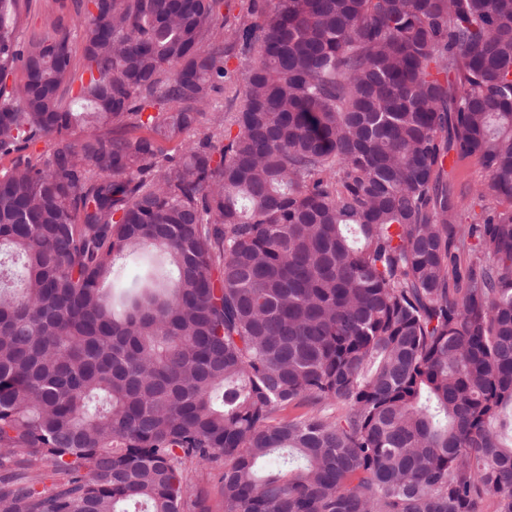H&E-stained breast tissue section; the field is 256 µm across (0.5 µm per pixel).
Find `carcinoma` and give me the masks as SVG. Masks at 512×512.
I'll return each mask as SVG.
<instances>
[{
	"mask_svg": "<svg viewBox=\"0 0 512 512\" xmlns=\"http://www.w3.org/2000/svg\"><path fill=\"white\" fill-rule=\"evenodd\" d=\"M91 2L0 0V512H512V0ZM65 1L67 8L60 11L56 0H19L18 36L27 41L33 36L47 37L55 34L59 24L71 32L73 63L79 74L82 66V43L80 39L83 15L74 8V0ZM250 0H223L220 8V19L224 17V24L238 22L251 23L259 20L260 12L251 13L249 10ZM251 59L247 51L237 48L229 59L226 69L227 75L224 78V89L213 93L212 99L203 107L205 116L201 119V123L194 129L183 133L178 139L167 144L168 149L178 150L185 144L196 143L199 138L203 137V133H209L212 128V116L216 112H223L224 115L229 112H235L239 101L234 99V92L241 86L243 74L249 68ZM455 157V156H454ZM452 168L448 167V186L458 194L465 191L466 206L462 211V220L467 223L473 217L493 209L501 210L507 203L501 202L487 188L488 175L481 161L476 156L457 158ZM482 195V196H481ZM150 262L149 258L136 257L130 260L126 265H119L114 267L112 274L105 284V288H112L117 293L122 288H132L135 284L136 277L139 273L144 271ZM209 472V469L204 468L193 472V482L207 491L210 512H224V498L217 478L214 476L215 471H211V474Z\"/></svg>",
	"mask_w": 512,
	"mask_h": 512,
	"instance_id": "1",
	"label": "carcinoma"
}]
</instances>
